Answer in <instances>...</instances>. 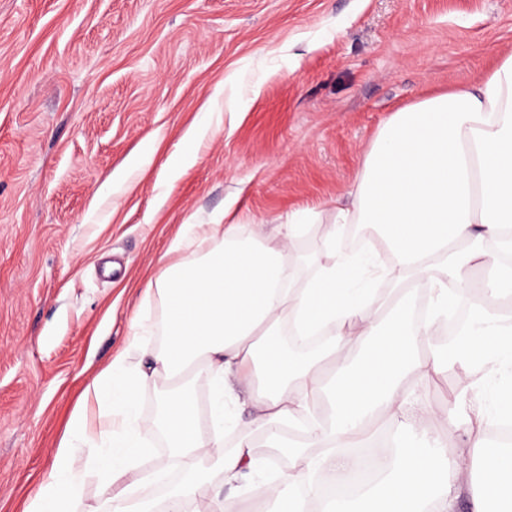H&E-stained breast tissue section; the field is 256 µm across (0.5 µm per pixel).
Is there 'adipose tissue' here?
Segmentation results:
<instances>
[{"instance_id":"ef3b65f1","label":"adipose tissue","mask_w":512,"mask_h":512,"mask_svg":"<svg viewBox=\"0 0 512 512\" xmlns=\"http://www.w3.org/2000/svg\"><path fill=\"white\" fill-rule=\"evenodd\" d=\"M348 196L323 227L327 260L306 283L286 244L242 238L232 224L200 260L147 282L145 293L165 306L161 346L134 370L116 355L85 388L102 414L119 417V429H93L74 411L24 512H75L84 447L108 490L103 512H214L203 493L212 469L228 482L256 469V430L272 450L268 466L281 455L290 461L260 490L277 512H453L452 493L462 486L477 504L512 506V448L486 446L491 428L512 423V55L475 86L396 110ZM350 224L373 229L387 261L350 252ZM461 291L474 314L460 333L458 384L442 412L411 397L406 382L443 375L442 357L425 345ZM288 326L326 340L305 353L285 347ZM195 366L211 385L210 433L185 378ZM233 374L253 385L256 416L228 448L220 428L237 408L227 384ZM154 376L169 384L154 427L188 476L163 507L138 497L152 479L139 467L147 423L138 417V389ZM399 428L403 448L394 459L377 457L371 487L355 500L321 504V486L345 484L357 469L353 449ZM459 432L466 448L449 449Z\"/></svg>"}]
</instances>
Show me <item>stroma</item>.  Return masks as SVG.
I'll list each match as a JSON object with an SVG mask.
<instances>
[{
  "mask_svg": "<svg viewBox=\"0 0 512 512\" xmlns=\"http://www.w3.org/2000/svg\"><path fill=\"white\" fill-rule=\"evenodd\" d=\"M512 54V0H0V512H23L89 376L210 227L323 225L398 108ZM289 467L280 457L277 470ZM205 492L243 512L245 489Z\"/></svg>",
  "mask_w": 512,
  "mask_h": 512,
  "instance_id": "1",
  "label": "stroma"
}]
</instances>
